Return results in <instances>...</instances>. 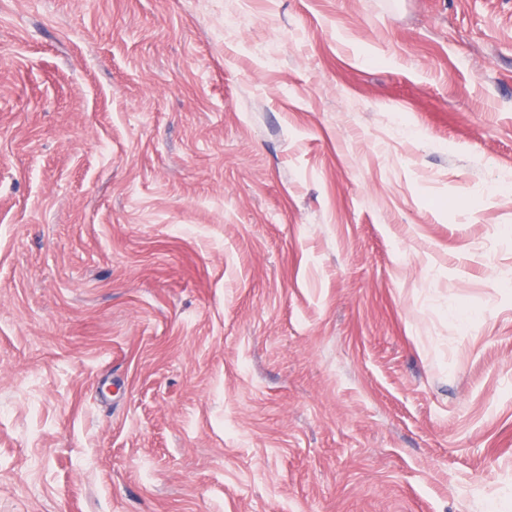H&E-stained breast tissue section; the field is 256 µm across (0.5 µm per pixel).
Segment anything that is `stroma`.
Wrapping results in <instances>:
<instances>
[{"mask_svg":"<svg viewBox=\"0 0 512 512\" xmlns=\"http://www.w3.org/2000/svg\"><path fill=\"white\" fill-rule=\"evenodd\" d=\"M0 512H512V0H0Z\"/></svg>","mask_w":512,"mask_h":512,"instance_id":"stroma-1","label":"stroma"}]
</instances>
